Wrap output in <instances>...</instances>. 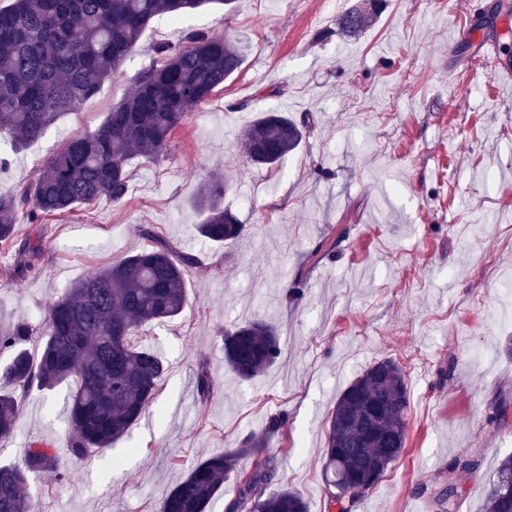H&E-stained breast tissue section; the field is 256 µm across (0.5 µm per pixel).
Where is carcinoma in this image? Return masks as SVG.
Returning <instances> with one entry per match:
<instances>
[{
	"label": "carcinoma",
	"mask_w": 512,
	"mask_h": 512,
	"mask_svg": "<svg viewBox=\"0 0 512 512\" xmlns=\"http://www.w3.org/2000/svg\"><path fill=\"white\" fill-rule=\"evenodd\" d=\"M235 0H12L0 9V131L19 151L37 141L61 115L76 111L115 74L149 23L167 15L177 19L209 4L232 8ZM367 15L353 9L342 29L360 34ZM156 59L134 77V88L112 106L95 129L69 139L25 185L0 192V247L14 252L17 267L33 269L38 246L21 231L28 223L71 213L101 200L118 203L129 191V161L158 159L173 132L193 109L209 102L243 63L235 45L204 32L189 31L177 44L155 47ZM303 140V127L279 109L261 113L242 132L246 157L255 165L276 167ZM229 177L214 173L203 185L204 214L196 230L205 241L227 244L244 233L222 205ZM140 248L100 267L73 284L47 308L40 356L32 359L23 343L28 323L0 332V349L11 351L0 365V441L13 434L23 399L33 390L70 386V454L87 456L92 448L112 447L151 407L165 373L161 358L133 337L151 324L179 316L187 301L185 268L195 256L172 247L150 225L139 229ZM281 355L280 337L271 324L254 320L224 332V360L242 381H251ZM213 388L206 369L197 375L200 403ZM382 404L369 434L365 403ZM410 390L403 366L393 358L372 364L338 395L328 416L322 449L326 487L339 486L328 504L356 512L359 503L404 453ZM266 436H250L239 448L211 455L159 502L158 512H207L234 481L228 512H308L296 492L265 494L277 471ZM255 465L239 470L240 460ZM475 460L462 456L448 469V487L433 499L437 512H456L453 472ZM44 473L60 480L71 471L52 446L28 447L20 464L0 462V512H37L31 483ZM512 455L501 459L486 498V512H512Z\"/></svg>",
	"instance_id": "1"
}]
</instances>
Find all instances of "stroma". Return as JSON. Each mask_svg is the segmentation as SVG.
I'll return each mask as SVG.
<instances>
[{"instance_id":"stroma-1","label":"stroma","mask_w":512,"mask_h":512,"mask_svg":"<svg viewBox=\"0 0 512 512\" xmlns=\"http://www.w3.org/2000/svg\"><path fill=\"white\" fill-rule=\"evenodd\" d=\"M365 0H241L156 18L112 78L36 142L12 151L0 187L28 182L71 136L95 129L129 90L154 47L191 30L239 46L244 62L208 104L173 134L164 157L132 159L126 201L106 200L45 221L42 254L20 273L0 251V331L39 329L48 304L93 269L137 248L139 226L194 254L187 305L148 326L140 343L166 373L155 400L114 447L74 460L72 475L39 478V512H156L159 499L198 461L236 448L272 418L279 481L309 512H328L320 450L338 394L384 359L404 367L410 389L407 446L357 512H434L455 478L456 512H483L499 461L512 454V83L482 70L496 46L512 62V0H381L359 36L342 31ZM469 43L461 51V43ZM281 108L304 127L300 147L276 169L251 164L241 133L260 112ZM215 171L230 186L224 205L243 239L197 237L194 200ZM263 319L282 353L262 375L238 380L224 362V331ZM213 392L200 404L196 377ZM67 385L32 391L0 459L21 461L42 442L68 456ZM206 419H199V411ZM476 469L449 472L460 455Z\"/></svg>"}]
</instances>
